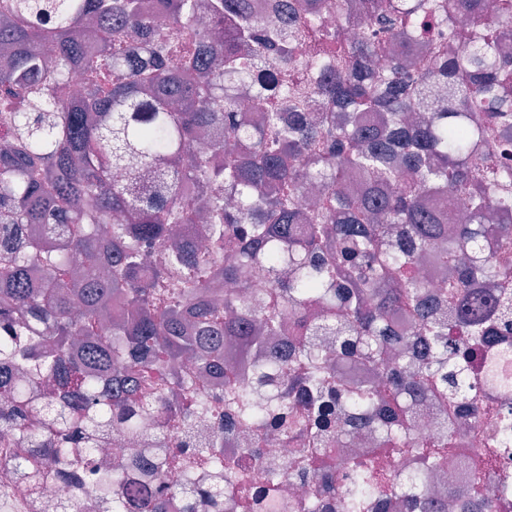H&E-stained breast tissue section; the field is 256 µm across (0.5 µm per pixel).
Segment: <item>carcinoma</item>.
Masks as SVG:
<instances>
[{"mask_svg":"<svg viewBox=\"0 0 512 512\" xmlns=\"http://www.w3.org/2000/svg\"><path fill=\"white\" fill-rule=\"evenodd\" d=\"M242 2L0 0V427L19 435L4 464L32 494L92 470L105 512H169L161 478L176 441L191 478L183 512H381L388 495L403 512H499L507 473L494 497L442 503L420 482L389 484L327 454L365 430L439 471L436 449L485 409L512 438V379L499 371L512 362V60L483 34L511 36L512 13L358 0L359 32L327 58L295 48L321 31L328 0L298 3L271 30ZM460 16L471 34L441 57L433 37ZM415 36L435 66L370 65L384 43ZM238 85L254 89L257 119H239ZM438 85L446 105L422 113ZM477 112L501 130L497 168L477 163L493 145ZM217 129L220 144L201 143ZM129 153L159 171L151 189L134 174L112 180ZM353 178L362 192L348 190ZM450 185L468 204L451 230L422 205ZM190 224L209 250L170 233ZM35 266L53 288L31 279ZM257 269L258 312L247 300ZM215 270L236 286L222 303ZM268 339L288 354H261ZM359 366L372 382L347 380ZM424 405L441 417L431 442L412 432ZM145 416L157 423L148 468L138 448L93 465L96 433L135 442ZM203 418L250 431L244 453L257 459L269 434L296 448L289 476L308 495L282 504L277 472L246 488L223 442L196 436Z\"/></svg>","mask_w":512,"mask_h":512,"instance_id":"cac0c4a2","label":"carcinoma"}]
</instances>
